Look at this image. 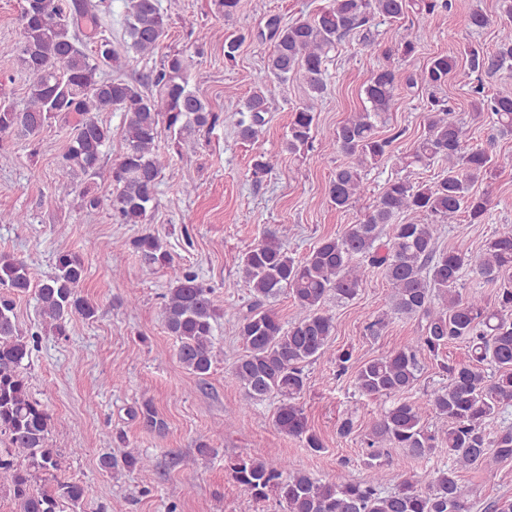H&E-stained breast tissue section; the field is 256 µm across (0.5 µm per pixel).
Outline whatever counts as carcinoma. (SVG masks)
<instances>
[{
  "instance_id": "obj_1",
  "label": "carcinoma",
  "mask_w": 512,
  "mask_h": 512,
  "mask_svg": "<svg viewBox=\"0 0 512 512\" xmlns=\"http://www.w3.org/2000/svg\"><path fill=\"white\" fill-rule=\"evenodd\" d=\"M218 5L228 23L245 11L247 0H218ZM451 8V0H331L312 17L284 24L269 18V77L280 85L298 78L308 93V101L291 113L283 149L298 158L313 150L314 102L327 90L325 63L340 42L377 17L396 22L409 12L435 15ZM501 9L508 22L498 29L494 51L470 44L461 63L438 54L415 70L379 65L363 85V110L321 133L327 147L348 158L329 183L330 202L339 211L367 198L366 167L391 156L400 133L382 137L377 124L393 111L402 88L425 92L429 112L425 134L401 157L402 164L408 168L445 160L448 168L429 183L406 177L389 181L362 220L339 236L322 238L302 258L289 254L284 233L270 229L240 257L239 270L253 301L237 325L244 354L232 366V375L250 400L278 399L274 427L315 453L326 445L299 404L309 388L306 367L325 357L340 376L353 359L348 348L330 351L336 317L326 304L355 299L368 273L377 269L390 289L385 310L366 318L364 330L380 336L394 317L414 319L420 329L418 336L356 367L357 391L390 402L364 439L371 474L355 480L340 469L323 481L294 469L283 457L224 459L225 476L250 501L273 498L281 512H474L476 491L460 473L512 460V426L494 434L486 429L487 419L512 406V226L496 230L476 253L439 249L445 225L489 221L490 193L473 186L512 164L508 154L471 145L464 123L442 96L451 78L467 85L475 74L512 66V0H501ZM98 11L92 0H20V38L1 43L0 56L16 58L24 70L25 100L20 106L0 95V165L14 160L10 137L35 138L52 123L63 122L62 171L80 185L85 208L105 207L117 224L151 219L160 178L170 163L156 149L163 123L180 147L193 133L212 129L222 119L256 146L254 182L274 171L277 156L260 146L270 112L264 91L253 92L244 107L221 116L192 91L178 53L167 55L150 78L158 88L155 97L132 82L109 77L104 69L119 68L121 59L112 36L100 31L82 42L85 23L99 26ZM171 18L160 0H128L126 48L143 57L153 55ZM249 37L239 30L226 32L224 59L236 61ZM420 41L418 31L402 25L391 45L368 41L365 47L386 59L397 55L409 62ZM474 109L475 118L487 117L501 134H512V86L476 98ZM112 110L123 115L125 150L109 170L112 196L102 199L92 184L102 174L103 149L112 132L98 114ZM133 246L152 265L172 263L160 238L150 232ZM84 272L80 253L60 252L54 273L37 282L26 260L0 255V484L9 487L16 512H87L84 486L59 475L63 461L50 437L51 415L28 383L36 335L28 339L21 333L15 312V298L32 290L45 330L56 336L67 335L74 318L95 320L98 306L82 293ZM485 288L494 289V302L486 300ZM284 293L297 308L286 326L270 307ZM217 316L213 290L192 272L176 277L164 294V327L179 341V361L199 379L212 369ZM455 342L468 344L469 357L439 363L448 385L427 390L420 399L407 397L422 360L437 359ZM139 414L147 426L164 427L151 402H144ZM397 448L424 459L444 454L446 462L421 476L402 477L394 491L385 493L378 471L392 461ZM100 465L137 471L146 479L153 472L151 458L134 451L104 456Z\"/></svg>"
}]
</instances>
